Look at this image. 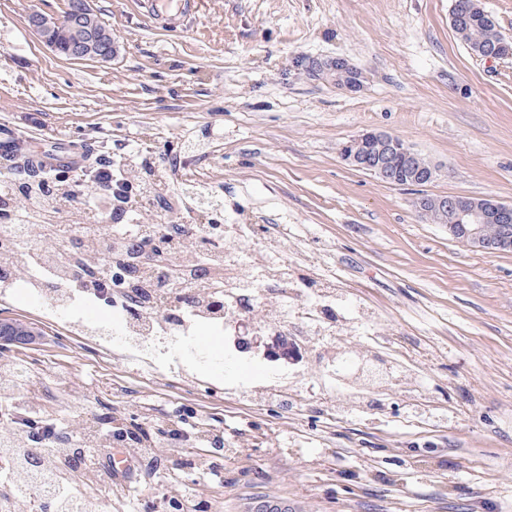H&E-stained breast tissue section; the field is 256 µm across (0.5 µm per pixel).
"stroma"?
<instances>
[{"label": "stroma", "instance_id": "stroma-1", "mask_svg": "<svg viewBox=\"0 0 512 512\" xmlns=\"http://www.w3.org/2000/svg\"><path fill=\"white\" fill-rule=\"evenodd\" d=\"M453 0H198L180 29L138 0H89L117 46L110 63L69 60L27 27L67 0H0V132L29 149L88 143L137 186L139 223L221 224L237 279L280 237L292 297L329 321L311 338L245 315L289 360L241 353L237 323L198 322L181 348L94 341L49 297L0 295V316L41 334L17 355L42 374L49 417L89 414L143 431L152 451L113 439L99 479L73 482L89 512H146L191 486L210 512L269 497L294 512H512V251L474 250L425 221L424 196L512 204V57H478L451 27ZM306 57H342L366 81L345 93L308 78ZM397 136L435 169L394 186L350 166L340 144ZM213 209L197 208V194ZM221 339L220 351L201 343ZM284 375L283 408L266 390Z\"/></svg>", "mask_w": 512, "mask_h": 512}]
</instances>
